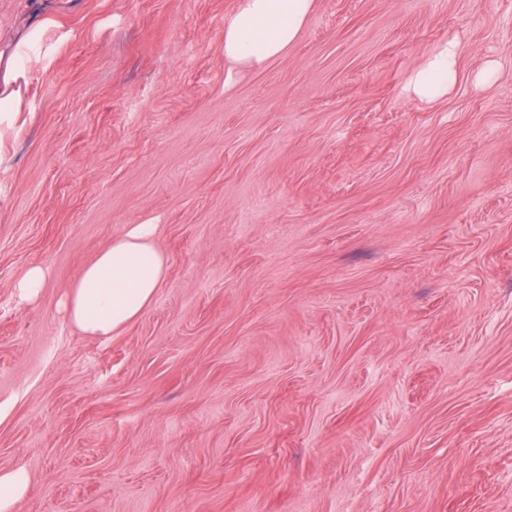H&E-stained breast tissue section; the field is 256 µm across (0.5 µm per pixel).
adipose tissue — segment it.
Here are the masks:
<instances>
[{"mask_svg": "<svg viewBox=\"0 0 512 512\" xmlns=\"http://www.w3.org/2000/svg\"><path fill=\"white\" fill-rule=\"evenodd\" d=\"M314 0H238L224 25V56L243 69L282 57L308 20ZM45 23H37L15 42L0 65V125L14 126L22 99L14 89L19 67L31 59ZM458 80L457 47L447 43L430 55L412 77L422 99L447 95ZM157 227L133 224L114 237L66 294L71 324L87 336L106 337L136 320L152 303L168 273L155 244Z\"/></svg>", "mask_w": 512, "mask_h": 512, "instance_id": "ef3b65f1", "label": "adipose tissue"}]
</instances>
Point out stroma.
Here are the masks:
<instances>
[{
	"label": "stroma",
	"mask_w": 512,
	"mask_h": 512,
	"mask_svg": "<svg viewBox=\"0 0 512 512\" xmlns=\"http://www.w3.org/2000/svg\"><path fill=\"white\" fill-rule=\"evenodd\" d=\"M236 4L0 0V51L51 21L0 134L12 512H512V0H315L251 69ZM145 222L163 286L82 335L67 289ZM458 80L457 47L446 43L430 55L412 77V89L421 99H437L448 94ZM47 274L41 267L29 268L14 284L22 300H34L46 284ZM30 477L24 468L0 473V511L11 512V507L24 494Z\"/></svg>",
	"instance_id": "obj_1"
}]
</instances>
